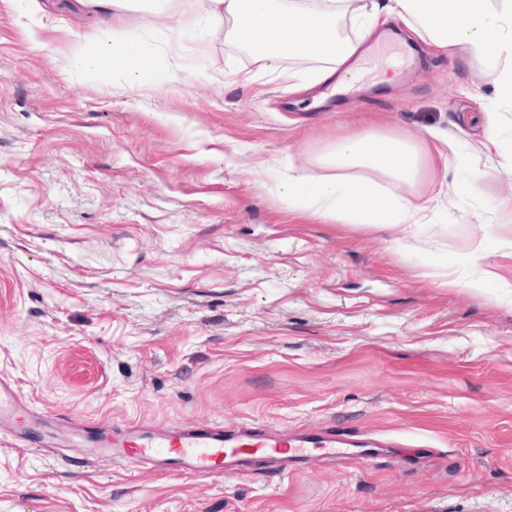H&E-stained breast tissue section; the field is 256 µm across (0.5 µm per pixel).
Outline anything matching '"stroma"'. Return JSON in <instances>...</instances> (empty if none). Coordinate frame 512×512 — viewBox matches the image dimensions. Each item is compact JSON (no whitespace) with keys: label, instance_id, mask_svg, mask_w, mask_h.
<instances>
[{"label":"stroma","instance_id":"1","mask_svg":"<svg viewBox=\"0 0 512 512\" xmlns=\"http://www.w3.org/2000/svg\"><path fill=\"white\" fill-rule=\"evenodd\" d=\"M226 28L0 0V377L57 417L336 424L436 453L197 479L0 440V512H512V105L400 23L326 95ZM402 40L406 70L378 55ZM113 45L137 65L71 55ZM377 123L443 151L401 191L429 218L404 251L289 209L255 168Z\"/></svg>","mask_w":512,"mask_h":512}]
</instances>
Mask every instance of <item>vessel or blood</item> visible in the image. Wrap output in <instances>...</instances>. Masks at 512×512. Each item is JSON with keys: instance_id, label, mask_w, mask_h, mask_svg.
<instances>
[{"instance_id": "1", "label": "vessel or blood", "mask_w": 512, "mask_h": 512, "mask_svg": "<svg viewBox=\"0 0 512 512\" xmlns=\"http://www.w3.org/2000/svg\"><path fill=\"white\" fill-rule=\"evenodd\" d=\"M23 407L14 383L0 378V438L27 448H72L95 458L196 478L243 477L258 462L264 472L285 477L323 462L369 461L375 459L376 449L390 445L384 435L338 426L284 433L252 422L98 426L41 413L27 415Z\"/></svg>"}]
</instances>
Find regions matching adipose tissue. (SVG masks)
<instances>
[{
  "mask_svg": "<svg viewBox=\"0 0 512 512\" xmlns=\"http://www.w3.org/2000/svg\"><path fill=\"white\" fill-rule=\"evenodd\" d=\"M112 0L115 8H143L157 26L179 30L200 15L226 20L227 40L269 70L292 62L304 87L331 80L357 53L380 18H397L419 39L451 53L466 48L485 60L502 100L512 101V0ZM433 164L431 147L408 129L353 130L337 136L314 159L324 168L284 158L266 165L281 179L290 209L324 224H377L397 229L403 247L409 225L426 210L382 190L381 181L412 188ZM311 194H304V187Z\"/></svg>",
  "mask_w": 512,
  "mask_h": 512,
  "instance_id": "ef3b65f1",
  "label": "adipose tissue"
}]
</instances>
